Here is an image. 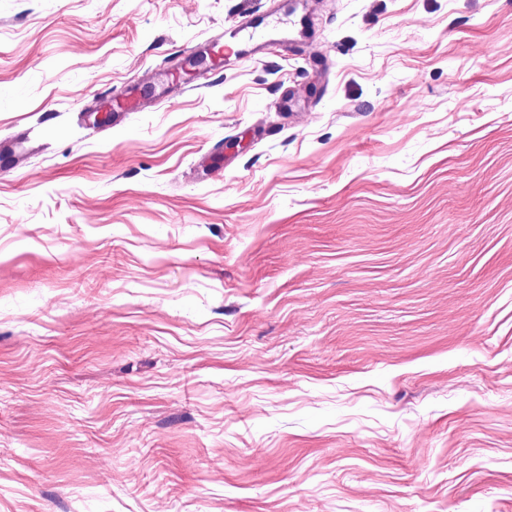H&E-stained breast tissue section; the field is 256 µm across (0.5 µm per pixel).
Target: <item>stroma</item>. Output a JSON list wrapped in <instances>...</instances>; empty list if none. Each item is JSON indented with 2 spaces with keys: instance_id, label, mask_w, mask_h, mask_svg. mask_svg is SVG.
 <instances>
[{
  "instance_id": "1",
  "label": "stroma",
  "mask_w": 512,
  "mask_h": 512,
  "mask_svg": "<svg viewBox=\"0 0 512 512\" xmlns=\"http://www.w3.org/2000/svg\"><path fill=\"white\" fill-rule=\"evenodd\" d=\"M37 121L0 512H512V0H0ZM66 128L70 135L76 136L79 139L94 138L101 132L98 125L88 122L87 116L82 108L68 113Z\"/></svg>"
}]
</instances>
